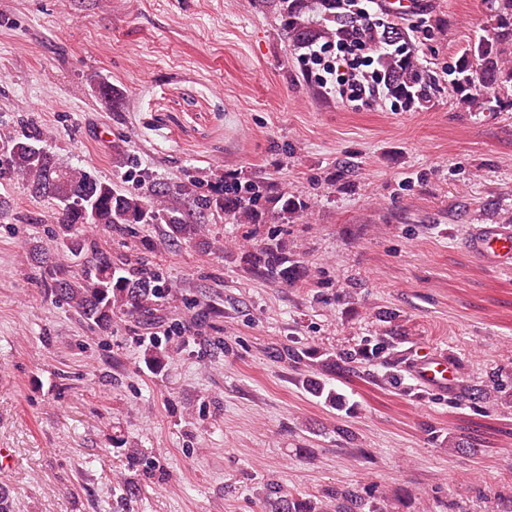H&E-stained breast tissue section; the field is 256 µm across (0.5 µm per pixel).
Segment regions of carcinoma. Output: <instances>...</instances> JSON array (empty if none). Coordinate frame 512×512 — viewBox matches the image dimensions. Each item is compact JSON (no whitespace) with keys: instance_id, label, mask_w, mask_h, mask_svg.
<instances>
[{"instance_id":"cac0c4a2","label":"carcinoma","mask_w":512,"mask_h":512,"mask_svg":"<svg viewBox=\"0 0 512 512\" xmlns=\"http://www.w3.org/2000/svg\"><path fill=\"white\" fill-rule=\"evenodd\" d=\"M318 2L327 24L316 28L305 19L306 0H267L271 11L281 18L289 47L295 51L336 36V23L343 18L348 0ZM510 55L512 0H498L491 37L461 48L454 67L456 89L478 86L485 94L480 104L500 107L495 91L504 82L512 83V67L505 66ZM381 65L389 96L407 106L432 97L436 80L418 67L411 53L388 56ZM41 142L35 130L11 138L8 160L0 164V178H18L33 195L54 201L58 224L54 237L76 253L87 246L82 228L88 224L131 232L136 224L164 223L171 240L208 247L205 226L196 222L198 215L254 224L266 210L283 224L288 216L308 209L306 199L265 181L231 184L216 195L196 192L180 183H150L140 193H126L80 168L60 164ZM242 259L258 276L285 285L296 283L306 274L303 261L288 255L284 242L275 236L245 252ZM54 290L84 319L110 326L116 315H152L171 288L140 262L127 258L114 261L112 255L98 252L95 263L82 272L60 273L54 280ZM267 505L265 512H327L328 508L323 501H303L290 494H281Z\"/></svg>"}]
</instances>
